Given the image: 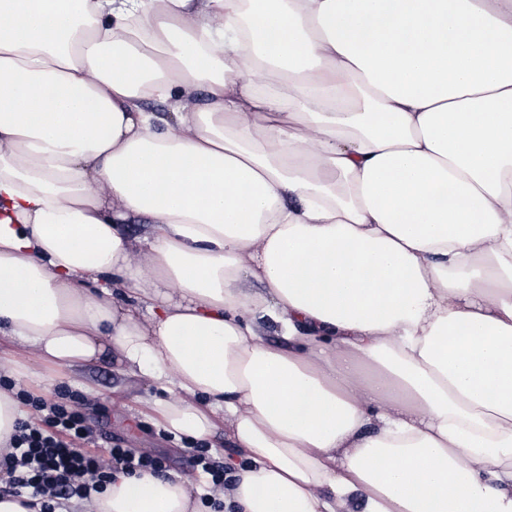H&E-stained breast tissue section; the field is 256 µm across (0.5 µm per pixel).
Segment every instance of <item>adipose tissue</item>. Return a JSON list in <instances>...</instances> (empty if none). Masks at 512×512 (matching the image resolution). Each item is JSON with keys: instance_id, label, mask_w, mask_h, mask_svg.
Segmentation results:
<instances>
[{"instance_id": "obj_1", "label": "adipose tissue", "mask_w": 512, "mask_h": 512, "mask_svg": "<svg viewBox=\"0 0 512 512\" xmlns=\"http://www.w3.org/2000/svg\"><path fill=\"white\" fill-rule=\"evenodd\" d=\"M1 336L224 426V512H512V0H0Z\"/></svg>"}]
</instances>
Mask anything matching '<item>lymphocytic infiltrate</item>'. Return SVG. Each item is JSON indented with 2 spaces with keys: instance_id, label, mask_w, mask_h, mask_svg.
Wrapping results in <instances>:
<instances>
[{
  "instance_id": "f902f5d3",
  "label": "lymphocytic infiltrate",
  "mask_w": 512,
  "mask_h": 512,
  "mask_svg": "<svg viewBox=\"0 0 512 512\" xmlns=\"http://www.w3.org/2000/svg\"><path fill=\"white\" fill-rule=\"evenodd\" d=\"M15 397L27 416L17 422L7 446L0 448L1 496H24L28 507L56 512L65 500H89L102 493L113 473L163 474L158 458L119 445L110 450L111 472L99 471L91 452L93 429L73 408L69 392L44 396L21 388Z\"/></svg>"
}]
</instances>
